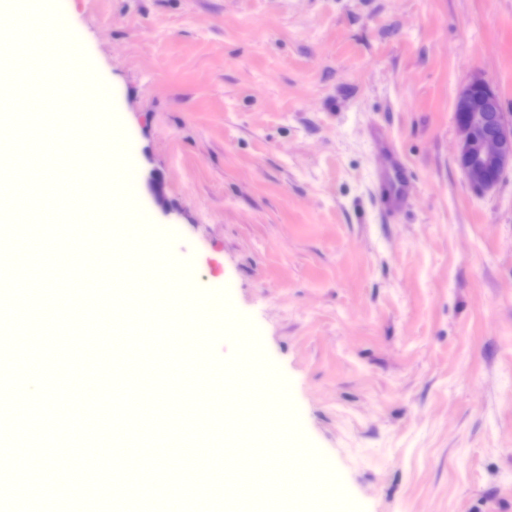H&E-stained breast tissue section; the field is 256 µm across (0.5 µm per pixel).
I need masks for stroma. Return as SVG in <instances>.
<instances>
[{
    "mask_svg": "<svg viewBox=\"0 0 512 512\" xmlns=\"http://www.w3.org/2000/svg\"><path fill=\"white\" fill-rule=\"evenodd\" d=\"M125 140L128 223L166 234L228 359L250 337L294 436L360 512H512V170L467 182L453 105L512 116V0H69ZM410 166L380 212L374 136Z\"/></svg>",
    "mask_w": 512,
    "mask_h": 512,
    "instance_id": "stroma-1",
    "label": "stroma"
}]
</instances>
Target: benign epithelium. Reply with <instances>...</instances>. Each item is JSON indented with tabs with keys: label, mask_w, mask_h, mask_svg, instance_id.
I'll use <instances>...</instances> for the list:
<instances>
[{
	"label": "benign epithelium",
	"mask_w": 512,
	"mask_h": 512,
	"mask_svg": "<svg viewBox=\"0 0 512 512\" xmlns=\"http://www.w3.org/2000/svg\"><path fill=\"white\" fill-rule=\"evenodd\" d=\"M454 112L459 166L473 188L490 191L512 170V119L495 88L481 77L460 89Z\"/></svg>",
	"instance_id": "7a95c632"
}]
</instances>
